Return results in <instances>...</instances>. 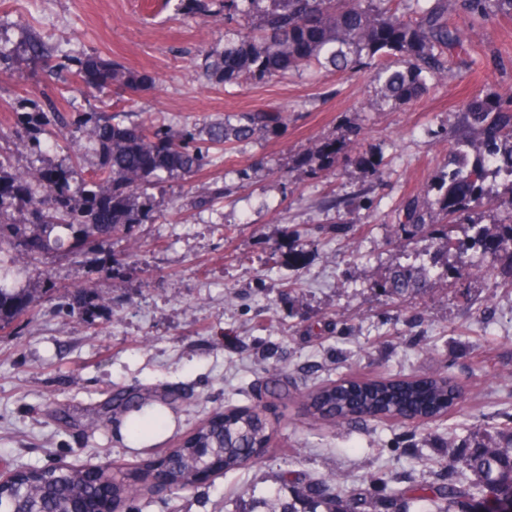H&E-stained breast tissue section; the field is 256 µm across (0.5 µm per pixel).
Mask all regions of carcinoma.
Wrapping results in <instances>:
<instances>
[{
	"label": "carcinoma",
	"mask_w": 512,
	"mask_h": 512,
	"mask_svg": "<svg viewBox=\"0 0 512 512\" xmlns=\"http://www.w3.org/2000/svg\"><path fill=\"white\" fill-rule=\"evenodd\" d=\"M392 0H178L177 10L188 17L219 15L227 30L224 44L205 56V76L218 86L257 85L277 75L311 67L335 72H359L374 67L373 81L380 85L376 105L380 112H393L419 99L432 81L446 72L448 57L466 51L465 32L448 25V12L484 22L497 14L512 15V0H402L403 10L391 9ZM394 57L398 66L375 64L380 57ZM79 85L84 76L106 72L111 86L94 93L125 95L150 84L146 73L133 71L114 61L89 56L74 70L59 65ZM460 133L448 153L438 194L430 201L416 195L400 205L393 216L398 228L416 236L436 224L466 223L473 235L466 243L455 242L448 232L438 233L447 251L454 252L455 273L472 268L468 251L481 250L495 262L512 265V193L493 194L504 181L512 187V97L503 98L488 89L460 105ZM126 110L110 114L91 113L68 118L56 107L28 112L22 123L29 126V149L42 151L40 135L51 125L78 147L88 139L97 151L96 179L72 190V172L36 168L14 174L0 160V214L19 207L27 210L28 232L16 224H0V254L15 251L38 260L61 250L69 240L75 247H95L117 234H129L135 224L150 219L138 199L159 184L162 175L192 176L210 163L215 146L230 149L236 143L277 130L284 120L280 110H253L227 115L203 127L174 128L153 121L128 122ZM480 141L476 161H469L473 140ZM345 146L333 139L318 142L298 163L321 178L336 169ZM106 182L108 188L100 183ZM489 206L498 218L488 227L471 221L477 210ZM7 272L0 271V329L27 313L29 293L11 288ZM424 267L392 268L383 288L398 295L412 294L427 286ZM458 384L437 374L426 377L361 380L344 378L328 382L307 393L309 412L320 419L350 424L363 417L395 423L435 422L456 406ZM164 426L162 415L146 425L136 417L131 435L140 439L150 429ZM268 424L251 407L226 409L221 420L202 423L193 435L165 454L173 489L193 487L194 472L201 465L195 446L204 444L224 451L222 468L229 472L245 467L251 457L268 446ZM448 470H462L460 479L397 488L379 501L364 492L352 494L355 512H399L402 500L425 501L434 512H478L490 494L498 500L512 499V426L476 446L448 445ZM154 461L139 467L135 480L124 481L112 473V465L95 464L101 477L112 482L110 512L127 501H136L153 491ZM88 465H60L16 471L10 482L0 485V504L7 512H59L73 494L82 497L86 512H96L101 502L98 488L84 481ZM283 482L291 489L287 498L275 496L254 502L251 512H344L336 481L314 482L300 471L290 470Z\"/></svg>",
	"instance_id": "1"
}]
</instances>
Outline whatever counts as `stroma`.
<instances>
[{
	"mask_svg": "<svg viewBox=\"0 0 512 512\" xmlns=\"http://www.w3.org/2000/svg\"><path fill=\"white\" fill-rule=\"evenodd\" d=\"M220 22L191 19L171 0H0V153L13 171L70 167L94 179L92 148L74 152L57 130L30 155L15 114L53 104L70 116L102 105L27 59L41 39L69 65L93 55L148 73L134 93L138 119L202 124L278 107V131L212 151L192 177L154 191L152 221L71 258L55 253L22 275L32 313L0 331V467L108 461L134 473L202 421L231 406L262 408L273 431L259 463L188 491L147 497L139 512H235L240 500L282 491V472L336 477L343 494L383 478L388 487L447 479L441 454L512 423V275L464 278L430 236L397 231L393 211L431 192L448 156L458 108L479 90L512 96V15L474 28L446 80L410 105L378 112V85L351 73H290L258 86H214L204 55ZM360 134L334 175L318 179L296 157L324 137ZM380 162L368 176L354 158ZM226 197L195 199L213 185ZM341 198L339 207L326 203ZM424 265L428 288L399 296L382 284L395 266ZM443 374L464 389L427 426L368 418L336 426L303 398L348 377ZM162 409L163 429L131 443V411L117 393Z\"/></svg>",
	"mask_w": 512,
	"mask_h": 512,
	"instance_id": "obj_1",
	"label": "stroma"
}]
</instances>
